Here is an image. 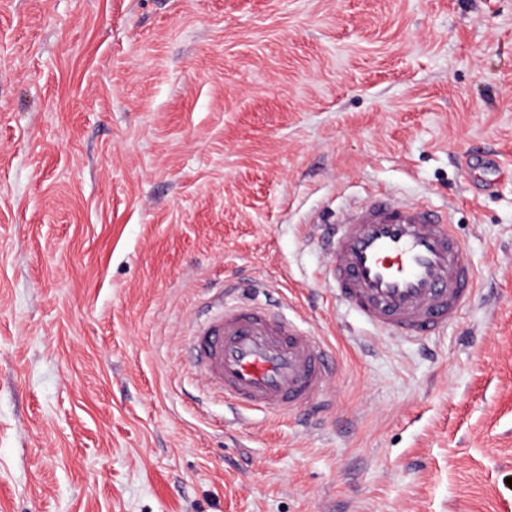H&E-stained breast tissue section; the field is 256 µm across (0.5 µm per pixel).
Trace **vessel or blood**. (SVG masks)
<instances>
[{
	"label": "vessel or blood",
	"instance_id": "vessel-or-blood-1",
	"mask_svg": "<svg viewBox=\"0 0 512 512\" xmlns=\"http://www.w3.org/2000/svg\"><path fill=\"white\" fill-rule=\"evenodd\" d=\"M326 279L338 302L407 341L437 336L476 296L447 213L395 194L349 205L322 225ZM210 389L246 410L288 416L319 400L333 377L327 343L257 302L225 306L193 331Z\"/></svg>",
	"mask_w": 512,
	"mask_h": 512
}]
</instances>
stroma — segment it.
Wrapping results in <instances>:
<instances>
[{
	"mask_svg": "<svg viewBox=\"0 0 512 512\" xmlns=\"http://www.w3.org/2000/svg\"><path fill=\"white\" fill-rule=\"evenodd\" d=\"M382 192L478 275L442 335L325 281ZM228 281L334 347L329 410L189 366ZM0 512H512V0H0Z\"/></svg>",
	"mask_w": 512,
	"mask_h": 512,
	"instance_id": "stroma-1",
	"label": "stroma"
}]
</instances>
